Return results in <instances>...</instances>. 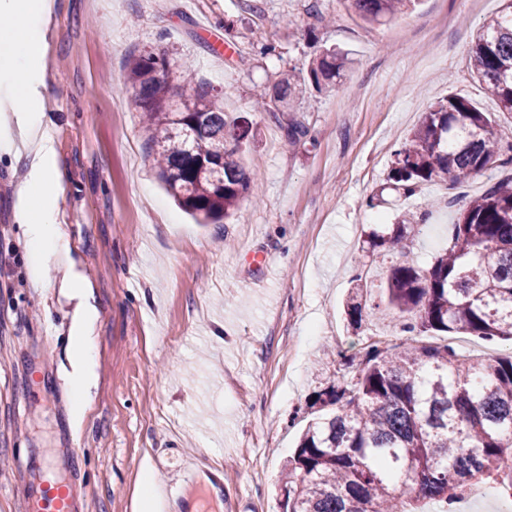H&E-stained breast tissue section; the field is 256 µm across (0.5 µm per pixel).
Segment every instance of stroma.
I'll use <instances>...</instances> for the list:
<instances>
[{"instance_id":"stroma-1","label":"stroma","mask_w":512,"mask_h":512,"mask_svg":"<svg viewBox=\"0 0 512 512\" xmlns=\"http://www.w3.org/2000/svg\"><path fill=\"white\" fill-rule=\"evenodd\" d=\"M506 0H420L367 24L342 0H57L50 42L60 222L91 288L97 382L73 417L68 336L75 302L32 287L15 185L25 160L0 156V512H22L50 458L81 512H145L143 475L174 483L169 512H281V475L307 424L298 408L327 382L349 381L371 341L409 342L379 311L392 258L365 251L397 211L414 212L402 261L427 269L466 203L512 166L461 184L438 179L394 204L368 206L394 153L439 101L460 96L512 141V116L472 74L476 35ZM468 13L466 25L456 18ZM231 56L210 52L211 37ZM348 52L336 86L303 90L289 112L256 109L279 75L306 74L323 48ZM190 63L230 118L257 197L222 224H199L166 194L148 156L131 54ZM303 126L297 142L286 123ZM272 266L264 276L255 266ZM374 315L348 329L343 304L357 273ZM205 454L221 482L182 484V456Z\"/></svg>"}]
</instances>
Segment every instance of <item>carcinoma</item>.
I'll return each instance as SVG.
<instances>
[{
  "mask_svg": "<svg viewBox=\"0 0 512 512\" xmlns=\"http://www.w3.org/2000/svg\"><path fill=\"white\" fill-rule=\"evenodd\" d=\"M367 23H379L415 6L416 0H345ZM347 58L328 49L308 67L309 84L321 90L343 76ZM469 65L499 110L512 114V10L480 33ZM172 83L170 62L152 52L133 55L128 81L147 134L148 155L167 192L196 219L217 223L232 214L254 181L238 156L247 129L224 118V106L206 87ZM299 78L283 75L259 104L266 112L292 105ZM512 152L491 120L453 96L429 111L409 143L396 153L389 180L403 197L437 178L452 184L506 164ZM405 212L385 233L366 235L372 252H406ZM349 296L347 319L359 329L366 317L361 277ZM386 308L415 335L396 349L370 343L356 378L330 383L306 404L312 416L283 470L282 512H412L408 500L448 506L462 491L493 483L512 497V354L475 360L452 344L419 340L465 333L512 340V178L469 200L451 240L431 266H391Z\"/></svg>",
  "mask_w": 512,
  "mask_h": 512,
  "instance_id": "cac0c4a2",
  "label": "carcinoma"
}]
</instances>
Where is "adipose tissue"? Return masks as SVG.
<instances>
[{
    "label": "adipose tissue",
    "mask_w": 512,
    "mask_h": 512,
    "mask_svg": "<svg viewBox=\"0 0 512 512\" xmlns=\"http://www.w3.org/2000/svg\"><path fill=\"white\" fill-rule=\"evenodd\" d=\"M56 0H0V15L13 25L0 28V155L24 154L26 171L15 188V208L29 259L33 285L44 282L45 271L64 266L70 241L59 222L63 173L55 159L52 128L45 102L51 91L48 50ZM62 291L84 299L75 317L69 354L74 366L72 408L83 414L96 378L93 331L97 312L87 304L83 277L68 269Z\"/></svg>",
    "instance_id": "obj_1"
}]
</instances>
